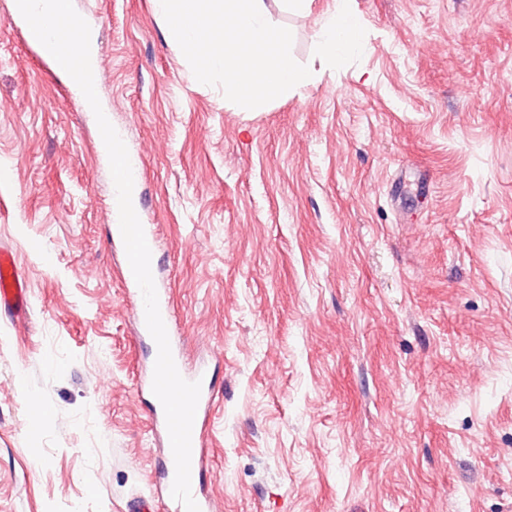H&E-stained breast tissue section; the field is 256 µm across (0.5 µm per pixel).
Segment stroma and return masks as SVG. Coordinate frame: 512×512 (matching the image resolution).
I'll use <instances>...</instances> for the list:
<instances>
[{"label":"stroma","instance_id":"obj_1","mask_svg":"<svg viewBox=\"0 0 512 512\" xmlns=\"http://www.w3.org/2000/svg\"><path fill=\"white\" fill-rule=\"evenodd\" d=\"M143 174L186 362L215 385L222 512H512V0H350L315 79L254 109L199 83L160 0H72ZM0 0V512H126L161 482L97 122ZM349 2L336 0V8L325 16L320 27L321 48L329 58L336 57L355 38L358 20ZM29 306L28 295L12 251L0 249V314L19 318Z\"/></svg>","mask_w":512,"mask_h":512}]
</instances>
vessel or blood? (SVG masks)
Returning <instances> with one entry per match:
<instances>
[{"instance_id":"vessel-or-blood-1","label":"vessel or blood","mask_w":512,"mask_h":512,"mask_svg":"<svg viewBox=\"0 0 512 512\" xmlns=\"http://www.w3.org/2000/svg\"><path fill=\"white\" fill-rule=\"evenodd\" d=\"M160 313L169 338L172 355L181 376L189 381H200L201 393L191 432V491L200 512H212L211 501L200 481V476L208 469L207 446L205 436V420L214 403L212 380L206 367H190L182 352L180 339L174 336V314L166 297L158 299ZM29 306L28 295L23 279L18 270V264L12 251L0 249V313L10 318L23 315Z\"/></svg>"}]
</instances>
